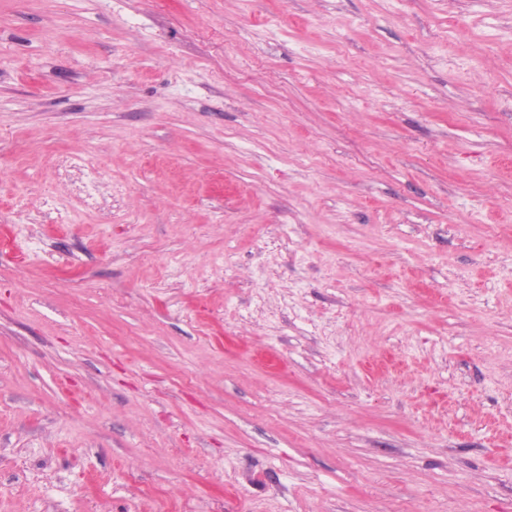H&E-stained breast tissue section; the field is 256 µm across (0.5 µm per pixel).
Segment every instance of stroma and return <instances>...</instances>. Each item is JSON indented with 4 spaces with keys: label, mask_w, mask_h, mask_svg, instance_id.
<instances>
[{
    "label": "stroma",
    "mask_w": 512,
    "mask_h": 512,
    "mask_svg": "<svg viewBox=\"0 0 512 512\" xmlns=\"http://www.w3.org/2000/svg\"><path fill=\"white\" fill-rule=\"evenodd\" d=\"M0 512H512V0H0Z\"/></svg>",
    "instance_id": "35a3bbf8"
}]
</instances>
